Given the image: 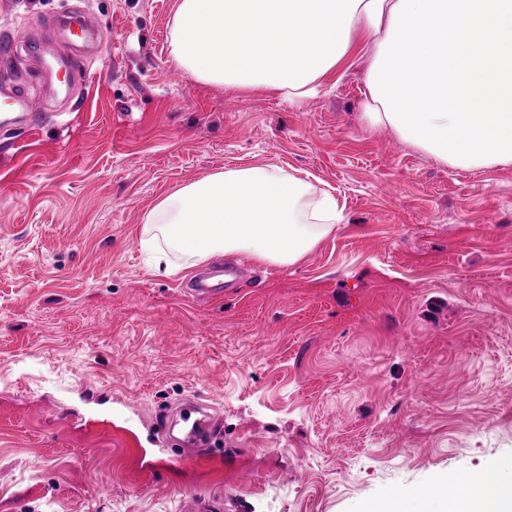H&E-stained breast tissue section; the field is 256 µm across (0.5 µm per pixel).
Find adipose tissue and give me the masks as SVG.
I'll return each mask as SVG.
<instances>
[{
	"label": "adipose tissue",
	"mask_w": 512,
	"mask_h": 512,
	"mask_svg": "<svg viewBox=\"0 0 512 512\" xmlns=\"http://www.w3.org/2000/svg\"><path fill=\"white\" fill-rule=\"evenodd\" d=\"M355 49L370 128L447 168L512 166V0H180L170 53L198 81L298 102ZM342 221L330 192L255 163L158 201L141 244L156 273L174 253L292 265ZM364 512H512V474L474 470Z\"/></svg>",
	"instance_id": "1"
}]
</instances>
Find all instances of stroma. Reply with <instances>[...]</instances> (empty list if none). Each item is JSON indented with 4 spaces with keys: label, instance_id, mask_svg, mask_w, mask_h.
Instances as JSON below:
<instances>
[{
    "label": "stroma",
    "instance_id": "35a3bbf8",
    "mask_svg": "<svg viewBox=\"0 0 512 512\" xmlns=\"http://www.w3.org/2000/svg\"><path fill=\"white\" fill-rule=\"evenodd\" d=\"M178 0H0V512H362L512 460V167L435 164L360 118L350 62L299 103L197 81ZM94 38L69 93L28 50ZM332 190L342 224L299 262L218 254L152 273L145 213L255 160ZM214 263L222 296L187 289ZM196 398L220 452L164 466L154 422ZM3 112H12L22 110L25 112H35L34 103L27 91L21 90L18 86L10 92H2Z\"/></svg>",
    "mask_w": 512,
    "mask_h": 512
}]
</instances>
